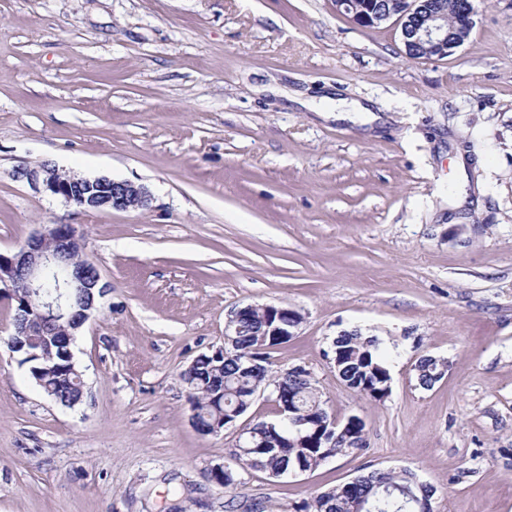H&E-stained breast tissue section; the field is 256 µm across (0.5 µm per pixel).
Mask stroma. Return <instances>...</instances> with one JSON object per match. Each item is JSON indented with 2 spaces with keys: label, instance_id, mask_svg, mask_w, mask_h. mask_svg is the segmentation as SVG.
<instances>
[{
  "label": "stroma",
  "instance_id": "1",
  "mask_svg": "<svg viewBox=\"0 0 512 512\" xmlns=\"http://www.w3.org/2000/svg\"><path fill=\"white\" fill-rule=\"evenodd\" d=\"M475 4L461 48L417 59L335 0H0V253L70 224L107 286L72 408L9 352L0 298V512H294L375 469L432 512H512V0ZM333 93L382 123L304 106ZM45 162L151 202L80 211L18 177ZM246 304L302 315L271 368L305 366L367 445L227 490L235 433L194 429L181 374ZM356 327L392 354L384 401L330 361ZM423 354L447 363L429 389Z\"/></svg>",
  "mask_w": 512,
  "mask_h": 512
}]
</instances>
